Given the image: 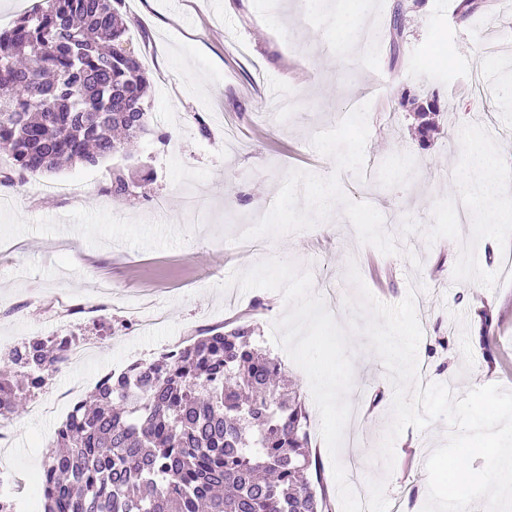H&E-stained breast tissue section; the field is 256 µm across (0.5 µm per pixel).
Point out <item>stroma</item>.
<instances>
[{
    "instance_id": "35a3bbf8",
    "label": "stroma",
    "mask_w": 512,
    "mask_h": 512,
    "mask_svg": "<svg viewBox=\"0 0 512 512\" xmlns=\"http://www.w3.org/2000/svg\"><path fill=\"white\" fill-rule=\"evenodd\" d=\"M321 0H125L135 20L130 44L151 75L154 132L131 153L98 167L17 174L0 154V350L43 334L88 349L86 360L61 366L36 400L57 403L34 417L20 407L0 447V473L14 476L10 495L31 494L28 475L55 449L67 415L58 392L94 389V375L113 365L151 361L167 347L223 326L255 309L250 324L260 346L277 358L310 415V442L325 468L332 512H342L305 372L271 339L286 303L278 292L219 286L233 273L276 257L309 272L336 322L349 331L353 389L359 411L339 451L360 489L385 484L390 512H422L428 498L426 460L449 428L434 421L396 440L395 464L372 458L392 419L394 386L362 331L351 329L346 277L356 263L373 287L372 265L392 278L377 300L414 294L423 321L418 362L431 383L453 395L486 384L512 391V224L488 234L452 223L463 208L454 173L464 160L462 136L477 134L503 160V202L512 205V59L483 67L491 38L512 33L502 0H476L460 16V0H375L361 20L377 31L370 57L336 63L328 51L336 26ZM401 13L403 27L391 20ZM437 101L439 129L418 131L417 112ZM149 175L143 196L112 198L109 173ZM65 185L56 195L42 185ZM268 221L261 250L241 246L242 224L256 211ZM108 281L110 306L97 320L66 315L65 304L94 300ZM164 320L148 333L125 328L130 308L147 300Z\"/></svg>"
}]
</instances>
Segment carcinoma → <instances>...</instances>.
<instances>
[{
	"instance_id": "obj_1",
	"label": "carcinoma",
	"mask_w": 512,
	"mask_h": 512,
	"mask_svg": "<svg viewBox=\"0 0 512 512\" xmlns=\"http://www.w3.org/2000/svg\"><path fill=\"white\" fill-rule=\"evenodd\" d=\"M124 0H37L0 29V151L21 172L95 167L153 133L150 77L127 52ZM130 177L107 192L128 198ZM67 338L36 337L0 368V416L63 364ZM253 328H208L174 356L135 363L80 401L42 468L43 512H325L322 465L297 394Z\"/></svg>"
}]
</instances>
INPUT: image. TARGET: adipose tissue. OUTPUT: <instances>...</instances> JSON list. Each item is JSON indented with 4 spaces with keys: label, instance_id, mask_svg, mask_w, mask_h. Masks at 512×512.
Here are the masks:
<instances>
[{
    "label": "adipose tissue",
    "instance_id": "adipose-tissue-1",
    "mask_svg": "<svg viewBox=\"0 0 512 512\" xmlns=\"http://www.w3.org/2000/svg\"><path fill=\"white\" fill-rule=\"evenodd\" d=\"M462 142L465 162L457 182L473 199L470 221L484 225L487 233H495L499 225L512 222V211L504 209L500 198L501 159L485 139L467 133Z\"/></svg>",
    "mask_w": 512,
    "mask_h": 512
}]
</instances>
